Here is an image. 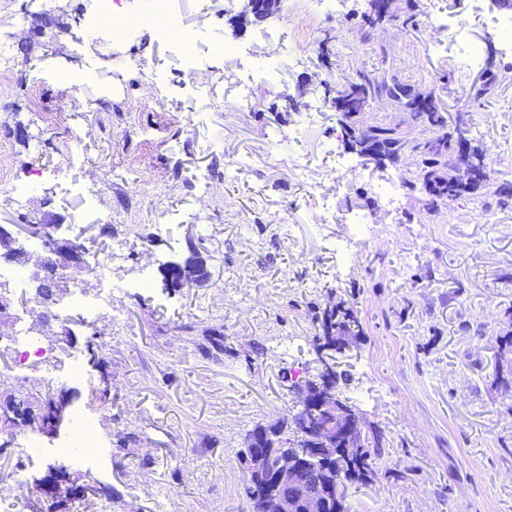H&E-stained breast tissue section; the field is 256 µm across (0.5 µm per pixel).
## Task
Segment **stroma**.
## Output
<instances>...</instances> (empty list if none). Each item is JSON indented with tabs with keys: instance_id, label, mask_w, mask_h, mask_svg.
I'll list each match as a JSON object with an SVG mask.
<instances>
[{
	"instance_id": "1",
	"label": "stroma",
	"mask_w": 512,
	"mask_h": 512,
	"mask_svg": "<svg viewBox=\"0 0 512 512\" xmlns=\"http://www.w3.org/2000/svg\"><path fill=\"white\" fill-rule=\"evenodd\" d=\"M96 7L0 0V44L16 63L0 83V148L14 183L28 190L19 207L0 187V225H65L92 206L105 218L85 224L84 247L123 246L111 313L76 327L71 351L55 336L41 339L57 351L60 382L47 383L41 360L18 367L9 343L18 298L33 289L12 282L0 292L12 312L0 318V397L49 386L66 396L62 429L42 441L48 450L78 421L100 426L93 461L76 448L66 467L78 482L99 483L103 512H249L238 452L257 425L292 417L291 385L317 372L322 312L343 300L363 332L336 356V392L382 437L371 479L349 487L350 512H512V389L495 378L500 340L512 336V206L479 191L430 203L415 190L422 172L407 149L383 168L358 158L337 167L346 134L332 104L343 75L389 71L448 119L464 116L490 169L512 182V117L503 114L512 55L501 54L497 28L512 8L416 0L414 25L387 19L368 31L367 0H341L321 11L302 49L290 41L286 11L257 22L242 17L243 0H172L197 66L184 65L181 44L142 29L128 46L140 63L133 76L88 34L84 19ZM459 27L481 45L482 67L454 66L450 34ZM224 41L278 55L276 75L255 77L245 110L240 58L213 50ZM489 68L498 74L493 95L471 102ZM111 85L118 92L106 111L85 113ZM35 91L55 125L39 122ZM294 154L308 159L307 178L290 173ZM239 156L250 165L227 170ZM386 179L400 186L398 210L374 190ZM358 212L371 226L363 240L349 224ZM342 241L353 253L345 265L334 251ZM195 252L210 271L206 286L165 288L164 267ZM145 271L150 288L131 290ZM218 334L226 353L205 354L206 337ZM90 336L100 367L66 380ZM104 373L108 406L95 396ZM49 465L20 462L6 445L0 512H32L16 470L42 477Z\"/></svg>"
}]
</instances>
